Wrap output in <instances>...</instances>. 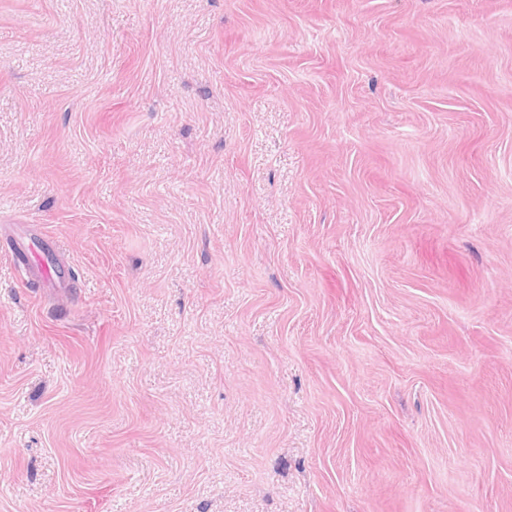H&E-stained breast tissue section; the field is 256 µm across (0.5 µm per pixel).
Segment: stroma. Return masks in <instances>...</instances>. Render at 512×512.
<instances>
[{
    "label": "stroma",
    "mask_w": 512,
    "mask_h": 512,
    "mask_svg": "<svg viewBox=\"0 0 512 512\" xmlns=\"http://www.w3.org/2000/svg\"><path fill=\"white\" fill-rule=\"evenodd\" d=\"M0 512H512V0H0Z\"/></svg>",
    "instance_id": "1"
}]
</instances>
